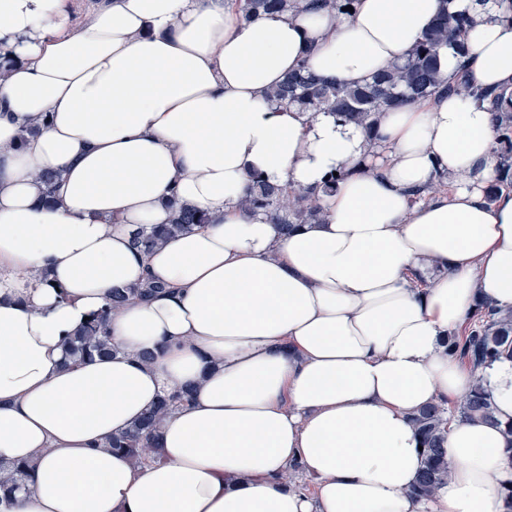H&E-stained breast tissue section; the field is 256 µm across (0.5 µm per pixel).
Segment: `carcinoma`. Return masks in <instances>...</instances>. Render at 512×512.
<instances>
[{
    "instance_id": "carcinoma-1",
    "label": "carcinoma",
    "mask_w": 512,
    "mask_h": 512,
    "mask_svg": "<svg viewBox=\"0 0 512 512\" xmlns=\"http://www.w3.org/2000/svg\"><path fill=\"white\" fill-rule=\"evenodd\" d=\"M314 7L313 0H241L240 4L246 20L259 13L282 14L289 10L304 13ZM471 23L472 20L464 14H441L417 41L405 62L391 66L364 84L322 81L300 69L269 90L266 98L277 106H296L312 114L331 112L355 124L365 133V156L374 158L379 153V145L373 138V130L382 113L407 99L428 98L442 91L469 92L487 101L495 115V153L502 176L499 182L485 188L490 198L500 187L512 185V96L491 94L472 87L461 75H444L441 66L443 52L449 48L455 49L459 55L466 54L463 35ZM240 205L249 213L270 217L284 234L292 231L297 224H308L323 217L314 194L287 193L283 188L264 180L253 184ZM203 223L204 215L174 202L170 223L139 227L133 233L132 243L136 248L148 251ZM158 288L159 285L148 281L141 286L113 291L104 309L67 338L66 347L72 363L117 351L107 336V318L133 299L150 297ZM446 350L448 355L466 359L475 368L502 355L512 357V310L505 311L485 302L478 303L466 335L448 337ZM188 398L187 390L164 395L126 431L111 437L106 447L124 453L136 467L148 461H161L160 449L156 448L161 423L171 410ZM455 415L495 421L492 404L478 384L452 410L437 403L416 412L412 422L422 440L425 458L424 467L412 487V493L418 498L431 497L448 477L445 443L448 424ZM25 474V465H14L9 475H0V489H21Z\"/></svg>"
}]
</instances>
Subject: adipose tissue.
Segmentation results:
<instances>
[{
	"label": "adipose tissue",
	"instance_id": "1",
	"mask_svg": "<svg viewBox=\"0 0 512 512\" xmlns=\"http://www.w3.org/2000/svg\"><path fill=\"white\" fill-rule=\"evenodd\" d=\"M236 2L0 0V466L28 465L0 512H512V359L476 369L445 346L477 300L512 309L488 103L442 93L383 113L390 159L368 174L360 128L264 96L300 68L370 81L444 11L473 19L444 72L512 92V9L354 0L246 21ZM442 173L451 192L411 202ZM257 180L315 192L325 220L282 234L236 205ZM173 198L206 224L135 248ZM146 281L159 291L109 320L116 353L67 363L85 317ZM477 380L495 423L454 419L447 482L413 496L412 414ZM180 388L162 462L106 449ZM294 463L314 492L284 482Z\"/></svg>",
	"mask_w": 512,
	"mask_h": 512
}]
</instances>
